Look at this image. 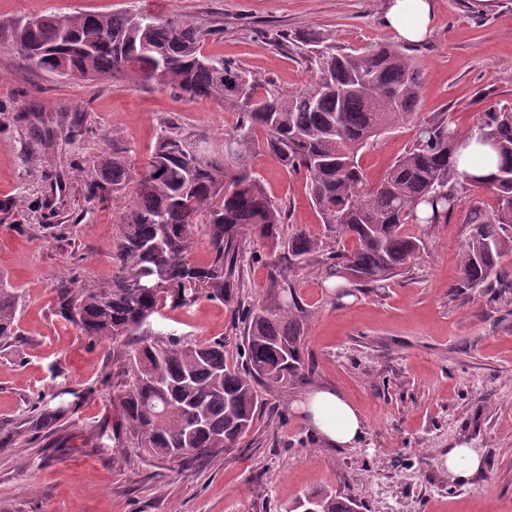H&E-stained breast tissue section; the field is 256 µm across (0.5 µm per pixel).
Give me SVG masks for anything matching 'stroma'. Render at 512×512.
Wrapping results in <instances>:
<instances>
[{
  "instance_id": "1",
  "label": "stroma",
  "mask_w": 512,
  "mask_h": 512,
  "mask_svg": "<svg viewBox=\"0 0 512 512\" xmlns=\"http://www.w3.org/2000/svg\"><path fill=\"white\" fill-rule=\"evenodd\" d=\"M387 0H0V24L33 15L144 13L206 29V55L271 80L285 92L317 75L292 40L312 30L337 48L392 40ZM438 0L432 34L410 46L422 77L413 119L370 141L361 163L370 181L412 145L420 124L442 116L465 132L489 107H512V0ZM287 43L275 46L278 36ZM77 120L80 136L40 131L51 115ZM220 134L233 112L153 83L43 72L0 44V200L23 205L20 233L0 225V276L23 293L21 334L0 349V512H284L312 489L362 502V512H512V292L460 290L458 252L466 208L490 209L494 195L467 196L447 223L422 230L425 249L407 271L337 297L321 271L296 273L309 311L308 372L266 393L268 409L230 452L191 462L150 459L126 447L113 400L120 363L111 341L94 342L53 313L57 276L77 267L86 286L112 278L115 228L129 198L87 206V171L116 151L143 165L167 122ZM271 198L290 203L288 222L320 231L301 177L272 158L252 160ZM86 218L67 238L57 223ZM271 246L244 242L240 302L249 308L270 286ZM151 332L188 343L223 338L237 359L238 313L202 299L164 310ZM332 388L366 423L361 442L335 448L311 430L300 404ZM63 408L56 429L36 430V408ZM469 438L494 461L481 482L450 483L441 457Z\"/></svg>"
}]
</instances>
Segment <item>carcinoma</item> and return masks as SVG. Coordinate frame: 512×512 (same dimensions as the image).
Wrapping results in <instances>:
<instances>
[{
  "mask_svg": "<svg viewBox=\"0 0 512 512\" xmlns=\"http://www.w3.org/2000/svg\"><path fill=\"white\" fill-rule=\"evenodd\" d=\"M34 26L8 28L11 47L40 69L60 76L106 81L118 76L154 82L192 98H207L238 113L220 138L175 123L157 138L146 165L102 156L84 182L85 202L102 204L124 190L131 201L116 227L105 286L81 284L76 269L61 273L54 313L96 340H140L121 352L118 407L129 439L151 458L195 459L236 447L260 415L257 390L286 387L304 367L307 310L285 272L319 264L325 278L377 285L404 272L423 247L410 231L440 224L467 194L491 191V210L469 208V237L459 252L458 288L509 287L503 258L512 255V108L490 109L465 133L444 119L419 126L412 147L383 178L368 182L361 166L368 141L406 121L418 107L421 75L405 49L377 42L356 54L338 53L331 38L300 37L319 80L287 94L261 84L230 62L202 51L206 31L189 21L131 14L38 15ZM245 86L242 97L235 84ZM497 154L486 176L458 168L472 136ZM265 152L290 174H303L311 205L336 237L332 248L303 228L283 233L287 206L271 199L249 164ZM20 204H0V224L21 232ZM205 228L210 259L190 258ZM280 250L270 288L247 311L241 365L227 363L224 340L187 344L141 329L166 307L181 309L202 298L234 303L240 287L241 243L248 233ZM160 273L155 293L136 287L145 269ZM23 294L0 281V346L19 335ZM64 409H41L33 424L53 429ZM360 512V505L325 489L297 498L285 512Z\"/></svg>",
  "mask_w": 512,
  "mask_h": 512,
  "instance_id": "cac0c4a2",
  "label": "carcinoma"
}]
</instances>
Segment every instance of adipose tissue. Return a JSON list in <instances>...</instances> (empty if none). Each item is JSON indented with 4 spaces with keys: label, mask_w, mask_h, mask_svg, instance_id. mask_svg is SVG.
<instances>
[{
    "label": "adipose tissue",
    "mask_w": 512,
    "mask_h": 512,
    "mask_svg": "<svg viewBox=\"0 0 512 512\" xmlns=\"http://www.w3.org/2000/svg\"><path fill=\"white\" fill-rule=\"evenodd\" d=\"M436 8L437 0H388L383 23L398 40L419 43L430 33ZM302 407L316 434L330 445L352 446L364 435L361 414L335 390L312 391Z\"/></svg>",
    "instance_id": "adipose-tissue-1"
}]
</instances>
